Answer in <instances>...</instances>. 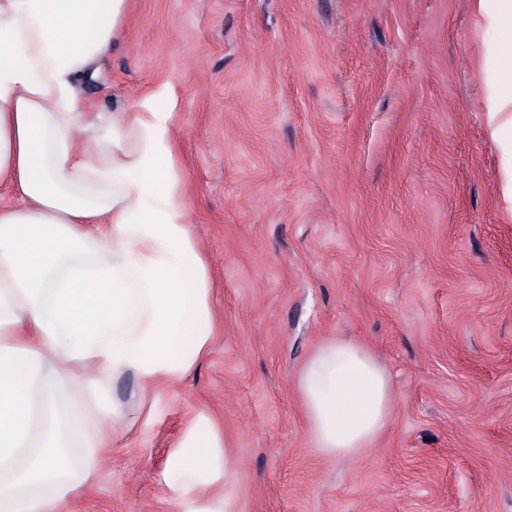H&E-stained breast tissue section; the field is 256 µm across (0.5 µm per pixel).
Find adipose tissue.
<instances>
[{
  "instance_id": "1",
  "label": "adipose tissue",
  "mask_w": 512,
  "mask_h": 512,
  "mask_svg": "<svg viewBox=\"0 0 512 512\" xmlns=\"http://www.w3.org/2000/svg\"><path fill=\"white\" fill-rule=\"evenodd\" d=\"M129 2L0 0V184L12 190L0 197V512H58L82 491L123 416L109 378L134 375L149 418L210 348L211 279L169 87L103 132L82 109L80 84L122 40ZM483 18L501 35L486 115L512 205V0ZM297 389L325 454H358L390 422L389 375L360 342H323ZM223 446L207 417L187 421L169 483L186 512H224L222 495L199 501L203 478L230 472Z\"/></svg>"
}]
</instances>
